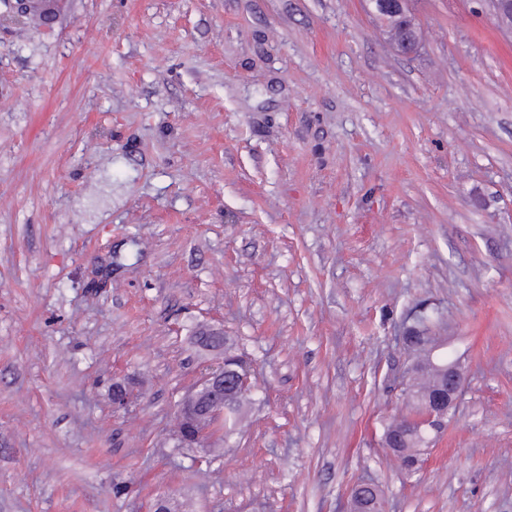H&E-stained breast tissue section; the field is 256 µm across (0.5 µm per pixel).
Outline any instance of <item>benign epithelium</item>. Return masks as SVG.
<instances>
[{"label":"benign epithelium","mask_w":512,"mask_h":512,"mask_svg":"<svg viewBox=\"0 0 512 512\" xmlns=\"http://www.w3.org/2000/svg\"><path fill=\"white\" fill-rule=\"evenodd\" d=\"M371 12L387 24L392 44L403 54H414L420 47L419 30L416 19L409 7L410 0H368ZM494 7L497 22L512 31V0H490ZM199 335L208 341L198 345V349L215 356L216 366L208 369L196 385L182 399L180 420L185 422L179 439L181 444L194 448L205 446L217 436L224 434V407L226 394L253 389L246 379H229V371L224 362V325L206 324L199 328ZM444 378L441 397L432 403L419 418L408 425L420 427L451 417L463 386V373L454 362L437 366ZM112 390L118 399L112 401L116 409L128 408L139 396L132 381L116 382Z\"/></svg>","instance_id":"obj_1"}]
</instances>
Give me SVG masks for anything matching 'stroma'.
I'll list each match as a JSON object with an SVG mask.
<instances>
[{"instance_id": "35a3bbf8", "label": "stroma", "mask_w": 512, "mask_h": 512, "mask_svg": "<svg viewBox=\"0 0 512 512\" xmlns=\"http://www.w3.org/2000/svg\"><path fill=\"white\" fill-rule=\"evenodd\" d=\"M0 0V512H512V33L490 0ZM428 308L456 411L417 476ZM223 321L256 388L211 465L172 438ZM143 394L114 410V381ZM371 12L387 24L392 44L403 54H415L420 47L416 19L410 0H368ZM412 324L407 327L406 336H402L404 343L415 349L421 342L431 343L434 336H426L428 333V322L430 317L425 310H416L411 316ZM430 430V429H429ZM428 431L419 434L417 431H398L396 429V420H392L389 422L384 429L383 434L385 435V440L389 448H386L394 457L400 460L402 463L405 462L406 470L408 474L412 475L417 470V462L418 456L420 453H417V448H427L430 444L431 439L427 441ZM391 448H395L399 451L402 456L398 453H394ZM404 458V461H403Z\"/></svg>"}]
</instances>
